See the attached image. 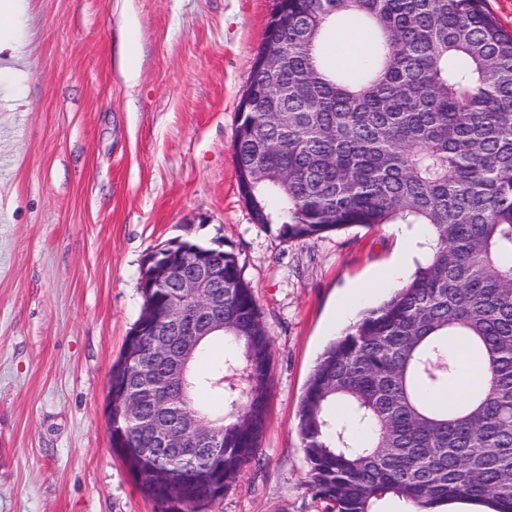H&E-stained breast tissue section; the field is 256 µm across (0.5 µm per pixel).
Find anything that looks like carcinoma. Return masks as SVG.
I'll return each mask as SVG.
<instances>
[{"instance_id":"1","label":"carcinoma","mask_w":512,"mask_h":512,"mask_svg":"<svg viewBox=\"0 0 512 512\" xmlns=\"http://www.w3.org/2000/svg\"><path fill=\"white\" fill-rule=\"evenodd\" d=\"M355 20L367 51L336 30ZM234 137L256 223L289 240L351 225L422 224L425 260L333 340L303 394L298 434L309 489L336 512H375L387 495L417 512L466 500L512 512V34L485 0H280ZM224 329L185 353V382L153 359L164 327L125 339L112 365V448L140 491L197 512L237 485L265 432L272 338L237 254L216 284ZM176 308L196 297L156 288ZM237 352L197 368L210 343ZM463 339L488 385L441 403L460 378ZM153 365L143 380L139 371ZM140 386L129 412L124 386ZM343 402L348 413H333ZM197 419L212 447L154 449L141 419Z\"/></svg>"}]
</instances>
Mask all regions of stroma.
<instances>
[{"label": "stroma", "mask_w": 512, "mask_h": 512, "mask_svg": "<svg viewBox=\"0 0 512 512\" xmlns=\"http://www.w3.org/2000/svg\"><path fill=\"white\" fill-rule=\"evenodd\" d=\"M275 4L25 0L0 30V512H159L105 407L142 261L176 238L238 255L273 341L256 456L200 512H336L308 487L298 402L326 345L414 272L400 258L424 230L253 223L233 141Z\"/></svg>", "instance_id": "stroma-1"}]
</instances>
